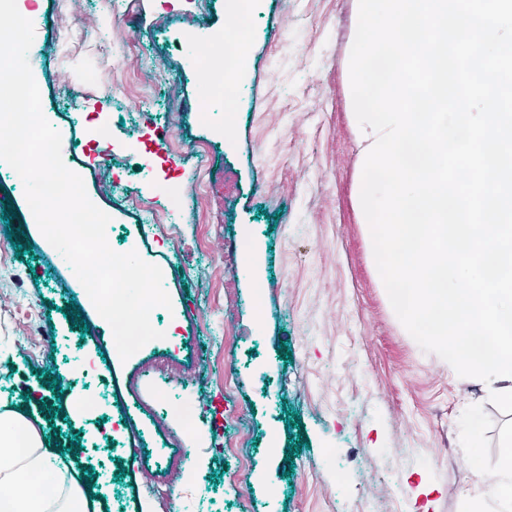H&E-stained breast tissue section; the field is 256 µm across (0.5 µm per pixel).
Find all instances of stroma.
Wrapping results in <instances>:
<instances>
[{"instance_id":"1","label":"stroma","mask_w":512,"mask_h":512,"mask_svg":"<svg viewBox=\"0 0 512 512\" xmlns=\"http://www.w3.org/2000/svg\"><path fill=\"white\" fill-rule=\"evenodd\" d=\"M358 7L254 0L228 101L203 85L192 52L223 26L224 0H37L28 56L63 162L110 216V247L157 265L172 302L152 312L163 338L121 360L0 163V337L13 354L0 361V402L41 422L99 512H469L471 460L497 465L512 413L406 332L360 222L349 71ZM93 70L111 96L88 83ZM86 107L111 139L94 137ZM145 139L157 152L149 169L127 148ZM172 169L186 187L205 175L225 182L178 208L154 186ZM146 222L162 238L139 236ZM206 345L224 348L223 361L198 355ZM79 359L94 360L104 384ZM85 392L97 408L72 416ZM474 418L475 449L463 437ZM116 433L145 435L151 455L113 451ZM241 433L244 444L225 453ZM157 482L168 503L143 502L142 486Z\"/></svg>"}]
</instances>
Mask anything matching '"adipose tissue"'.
Masks as SVG:
<instances>
[{"label":"adipose tissue","instance_id":"ef3b65f1","mask_svg":"<svg viewBox=\"0 0 512 512\" xmlns=\"http://www.w3.org/2000/svg\"><path fill=\"white\" fill-rule=\"evenodd\" d=\"M490 496L497 512H512V436L478 488L479 499ZM0 512H89V500L64 456L45 448L39 430L5 404L0 405Z\"/></svg>","mask_w":512,"mask_h":512}]
</instances>
